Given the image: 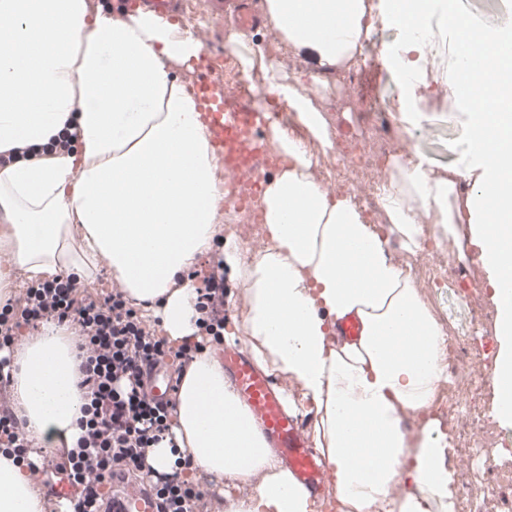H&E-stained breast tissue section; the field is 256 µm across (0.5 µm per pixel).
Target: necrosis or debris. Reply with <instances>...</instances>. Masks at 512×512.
<instances>
[{"instance_id": "4bbe7bcc", "label": "necrosis or debris", "mask_w": 512, "mask_h": 512, "mask_svg": "<svg viewBox=\"0 0 512 512\" xmlns=\"http://www.w3.org/2000/svg\"><path fill=\"white\" fill-rule=\"evenodd\" d=\"M359 79L358 71L343 69L336 83L337 111L359 115L354 131L359 153L318 155L311 173L328 192L349 196L371 214L373 223L381 225L387 221L381 199L389 189L390 162L409 157L411 151L388 107L378 103L366 110L359 108L351 91ZM394 258L396 262L407 263L424 293L441 286L448 268V254L443 249H426L410 260L398 252ZM488 362L487 347H470L465 338L445 336L441 346L443 380L433 410L441 421L448 423L452 433L450 462L457 464L462 458H473L492 438L485 415L470 405L473 390L486 378Z\"/></svg>"}]
</instances>
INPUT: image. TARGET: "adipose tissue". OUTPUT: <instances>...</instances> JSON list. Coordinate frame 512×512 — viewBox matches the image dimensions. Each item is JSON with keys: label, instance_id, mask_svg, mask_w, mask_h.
I'll list each match as a JSON object with an SVG mask.
<instances>
[{"label": "adipose tissue", "instance_id": "obj_1", "mask_svg": "<svg viewBox=\"0 0 512 512\" xmlns=\"http://www.w3.org/2000/svg\"><path fill=\"white\" fill-rule=\"evenodd\" d=\"M383 19L404 34L397 65L415 74L418 36L445 22V0H426L404 16L382 0ZM284 42L313 54L322 71L354 64L373 30L368 0H265ZM0 306L14 296L16 271L42 283L70 277L95 282L107 264L128 297L144 311L162 303L161 328L176 344L194 340L202 312L192 283L174 281L213 248L218 218V159L196 104L170 69L196 57L198 43L176 25L147 14L109 18L87 0H0ZM41 30L31 40V30ZM269 87L324 147H332L321 112L277 73ZM462 106L468 133L460 164L437 175L415 152L395 162L383 206L387 231L369 224L348 197L329 196L310 176L312 156L280 129L271 137L284 158L269 180L262 210L270 246L252 260L225 242L221 257L250 301L245 331L263 370L300 386L289 409L314 410L315 440L332 467L340 512H454L453 474L446 443L428 413L443 371L442 326L421 300L408 271L395 263L384 233L421 250L434 215L444 232L469 228L489 274L499 351L491 382L494 414L512 426V113ZM468 179V194L456 190ZM81 225L77 252L65 235ZM358 313L364 332L355 343H331L340 318ZM79 359L73 337L54 325L26 340L12 371L18 417L31 437L73 447L83 398L75 387ZM424 414L408 439L401 410ZM176 447L153 449L150 463L172 472L180 453L193 468L237 482L255 473L254 495L228 512H310L293 482L253 427L212 349L186 370L172 412ZM403 495H391L392 485ZM0 512H42L26 466L0 455Z\"/></svg>", "mask_w": 512, "mask_h": 512}]
</instances>
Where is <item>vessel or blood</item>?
<instances>
[{"label": "vessel or blood", "instance_id": "vessel-or-blood-1", "mask_svg": "<svg viewBox=\"0 0 512 512\" xmlns=\"http://www.w3.org/2000/svg\"><path fill=\"white\" fill-rule=\"evenodd\" d=\"M126 7L169 20L181 16L186 4L184 0H126ZM209 7L217 16L245 29L258 21L248 0H209ZM190 90L202 112L208 141L224 165L226 188L235 190L237 202H248L266 184L262 166L271 132L268 113L258 111L248 98L226 88L221 58L204 49L199 52ZM362 332L363 322L355 313L339 319L334 328L337 340L347 343L358 341ZM216 357L268 447L274 449L310 500L319 502L328 488L330 464L316 451L302 423L288 411L271 377L255 364L244 346L223 348ZM108 485L112 512H157L155 496L126 483L122 476H113Z\"/></svg>", "mask_w": 512, "mask_h": 512}]
</instances>
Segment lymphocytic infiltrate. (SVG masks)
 I'll list each match as a JSON object with an SVG mask.
<instances>
[{"mask_svg":"<svg viewBox=\"0 0 512 512\" xmlns=\"http://www.w3.org/2000/svg\"><path fill=\"white\" fill-rule=\"evenodd\" d=\"M48 320L74 330L80 358L77 387L85 400L75 447L51 461L53 474L79 490L68 512H103L104 480L114 473L131 475L154 492L160 512H210L208 494L198 484L153 478L147 462L149 450L171 436L174 407L150 397L147 376L170 362L173 379L181 380L205 345L172 348L119 289L80 300L70 280L56 279L29 286L22 308L11 303L0 307V452L23 462L33 448L15 413L5 370L13 361L19 323Z\"/></svg>","mask_w":512,"mask_h":512,"instance_id":"lymphocytic-infiltrate-1","label":"lymphocytic infiltrate"}]
</instances>
